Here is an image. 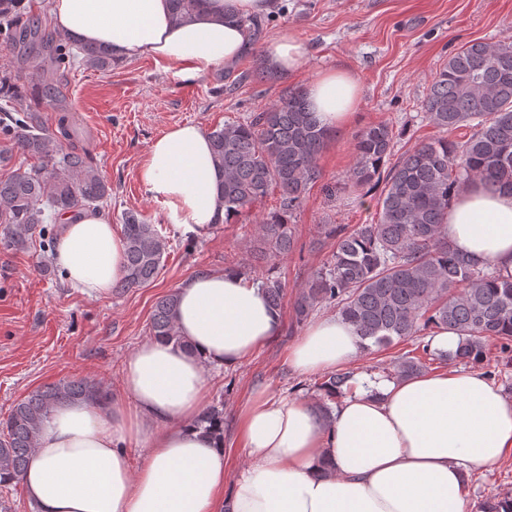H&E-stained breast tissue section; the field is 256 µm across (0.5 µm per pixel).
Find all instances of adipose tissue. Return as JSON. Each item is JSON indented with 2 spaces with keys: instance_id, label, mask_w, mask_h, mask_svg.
I'll return each mask as SVG.
<instances>
[{
  "instance_id": "ef3b65f1",
  "label": "adipose tissue",
  "mask_w": 512,
  "mask_h": 512,
  "mask_svg": "<svg viewBox=\"0 0 512 512\" xmlns=\"http://www.w3.org/2000/svg\"><path fill=\"white\" fill-rule=\"evenodd\" d=\"M269 0H209L189 22L170 0H53L57 28L111 49L196 76L235 61L248 45L242 20ZM283 34L265 55L282 74L306 58ZM309 104L328 129L347 126L361 103L343 68L318 73ZM179 234L206 231L222 206L211 141L183 123L155 139L139 172ZM445 231L457 250L512 275V194L480 183L460 190ZM125 243L102 210L66 214L55 262L91 298L110 294L124 274ZM174 327L184 344L152 339L125 361L130 403L76 402L43 425L23 484L37 512H466L475 468L512 454V399L478 369L397 380L358 371L354 388L321 418L301 396L257 391L241 407L248 462L224 491V444L197 428L208 403L206 372L230 367L279 335L282 318L264 290L233 270L198 274L178 289ZM361 352L355 328L332 315L313 320L289 354L302 374L336 371ZM145 449L134 463L129 447Z\"/></svg>"
}]
</instances>
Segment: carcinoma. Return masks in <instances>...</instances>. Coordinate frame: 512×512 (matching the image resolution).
<instances>
[{
  "label": "carcinoma",
  "mask_w": 512,
  "mask_h": 512,
  "mask_svg": "<svg viewBox=\"0 0 512 512\" xmlns=\"http://www.w3.org/2000/svg\"><path fill=\"white\" fill-rule=\"evenodd\" d=\"M171 2L175 20L189 21L208 0ZM65 41L79 50L87 67L112 68L114 57L107 47L45 32L41 47L54 54L53 65L42 72L44 80L66 65L69 55L57 51ZM421 109L439 129L452 132L468 126L472 132L463 140L421 141L389 167L393 129L386 123L363 129L356 137L349 181L354 186L384 183L377 219L351 230L343 224L322 225L324 234L336 239V249L311 275L294 305L299 323L316 306L334 305L356 328L365 352L416 342L422 355L405 353L394 361L388 376L396 378L420 374L435 361L481 366L491 339L512 361V276L460 254L444 233L451 198L465 185L478 181L489 192H512V42L471 41L460 47L435 71ZM0 135L21 152L46 160L40 167L19 166L0 178L3 246L22 245L52 216L90 208L109 196V185L86 152L70 150L55 157L54 140L70 137L66 117H59L57 131L50 133L37 112L7 114L0 118ZM329 135L305 94L291 90L248 120L228 121L211 131L224 206V217L217 223H228L276 189L279 210L258 220L253 251L268 260L288 257L296 243L288 217L321 180L317 159ZM122 221L126 271L116 287L141 288L157 277L168 240L157 225L134 211L124 213ZM255 281L271 305L280 308L285 282L269 271ZM176 305L174 293L158 301L149 331L154 338L183 347L173 325ZM436 329L459 335L454 353H437L419 339V333ZM351 378L349 372L332 373L314 383L322 396L320 414L329 415L330 403L353 389ZM109 399L95 382L63 379L17 402L0 419V487L21 480L42 426L57 406ZM197 425L224 429V410L209 407Z\"/></svg>",
  "instance_id": "obj_1"
}]
</instances>
